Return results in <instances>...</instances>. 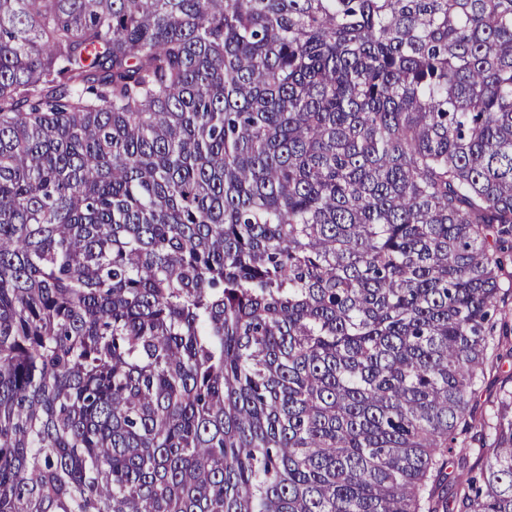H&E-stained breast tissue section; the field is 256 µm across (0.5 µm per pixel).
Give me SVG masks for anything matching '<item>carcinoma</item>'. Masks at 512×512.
<instances>
[{
    "instance_id": "cac0c4a2",
    "label": "carcinoma",
    "mask_w": 512,
    "mask_h": 512,
    "mask_svg": "<svg viewBox=\"0 0 512 512\" xmlns=\"http://www.w3.org/2000/svg\"><path fill=\"white\" fill-rule=\"evenodd\" d=\"M511 257L512 0H0V512H512ZM504 384L509 387L512 385V358L510 357L498 362L493 369L487 368L481 391L475 402L478 412L489 409L497 390Z\"/></svg>"
}]
</instances>
